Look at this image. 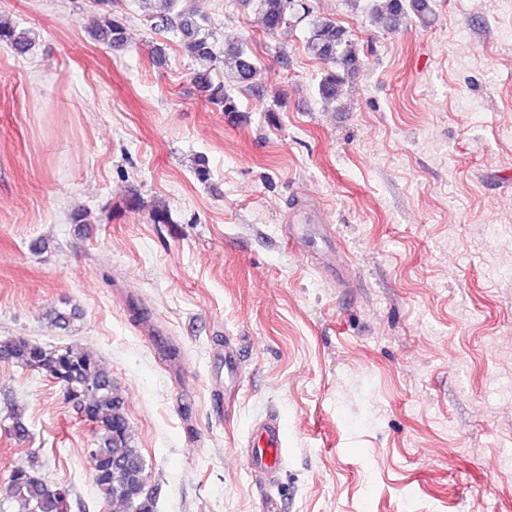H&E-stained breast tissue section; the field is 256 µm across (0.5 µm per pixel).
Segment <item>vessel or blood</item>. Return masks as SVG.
<instances>
[{
	"label": "vessel or blood",
	"mask_w": 512,
	"mask_h": 512,
	"mask_svg": "<svg viewBox=\"0 0 512 512\" xmlns=\"http://www.w3.org/2000/svg\"><path fill=\"white\" fill-rule=\"evenodd\" d=\"M284 426L280 416L272 415L253 424L248 432L246 464L257 479L273 480L284 465Z\"/></svg>",
	"instance_id": "vessel-or-blood-1"
}]
</instances>
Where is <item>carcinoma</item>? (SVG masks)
Here are the masks:
<instances>
[{
    "mask_svg": "<svg viewBox=\"0 0 512 512\" xmlns=\"http://www.w3.org/2000/svg\"><path fill=\"white\" fill-rule=\"evenodd\" d=\"M188 0H142L149 5L146 21L150 29L176 35L196 63L193 80L206 101L224 113L243 118L233 90L255 87L256 59L248 40L224 36L223 58H218L211 20L185 7ZM259 15L265 33L273 35L288 26L304 32L303 49L324 65L316 95L326 108L341 105L345 87L358 78L365 55L353 34L336 21L317 13L305 0H240ZM353 8L385 27L403 23L414 15L422 24L433 20L430 0H349ZM99 17L93 37L114 51L128 44L124 15L116 0H96ZM0 43L18 57L29 54L34 40L25 30L0 16ZM0 361L37 371L63 385L67 400L85 421L95 424L93 451L89 452L93 483L106 502L119 504L126 512H155V493L148 488L144 457L134 444L125 402L112 379L92 352L71 343L49 347L15 336L0 340ZM25 409L13 402L6 410L8 434L17 440L29 435ZM69 486L50 483L34 464H18L8 476L7 497L0 500L21 505V512H71Z\"/></svg>",
    "mask_w": 512,
    "mask_h": 512,
    "instance_id": "cac0c4a2",
    "label": "carcinoma"
}]
</instances>
